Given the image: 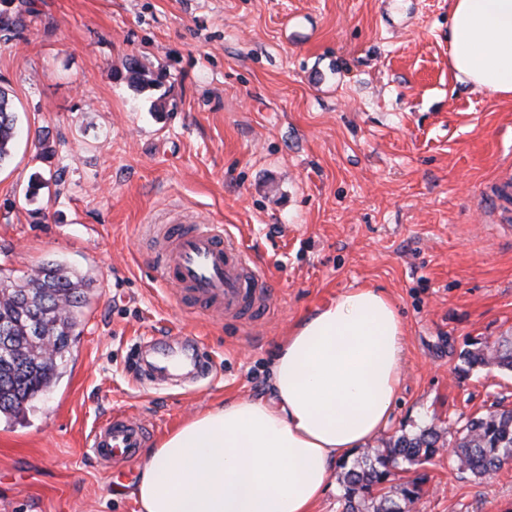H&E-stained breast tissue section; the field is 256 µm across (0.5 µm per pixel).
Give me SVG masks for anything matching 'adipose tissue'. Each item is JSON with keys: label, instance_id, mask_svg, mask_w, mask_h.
<instances>
[{"label": "adipose tissue", "instance_id": "adipose-tissue-1", "mask_svg": "<svg viewBox=\"0 0 512 512\" xmlns=\"http://www.w3.org/2000/svg\"><path fill=\"white\" fill-rule=\"evenodd\" d=\"M449 62L473 89L512 97V0H451ZM404 324L376 288H350L291 329L268 395L197 415L147 452L140 512H314L336 462L387 430Z\"/></svg>", "mask_w": 512, "mask_h": 512}]
</instances>
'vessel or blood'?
Segmentation results:
<instances>
[{
    "mask_svg": "<svg viewBox=\"0 0 512 512\" xmlns=\"http://www.w3.org/2000/svg\"><path fill=\"white\" fill-rule=\"evenodd\" d=\"M484 193L494 226L512 221V178L486 186ZM152 247L168 283L212 318L248 317L259 323L269 312L271 295L260 285L259 268L223 226L177 211L169 225L155 229ZM153 433L149 421L116 412L94 427L89 448L101 464L129 463Z\"/></svg>",
    "mask_w": 512,
    "mask_h": 512,
    "instance_id": "vessel-or-blood-1",
    "label": "vessel or blood"
}]
</instances>
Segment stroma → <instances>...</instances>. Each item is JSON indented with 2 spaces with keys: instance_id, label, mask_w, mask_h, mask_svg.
<instances>
[{
  "instance_id": "stroma-1",
  "label": "stroma",
  "mask_w": 512,
  "mask_h": 512,
  "mask_svg": "<svg viewBox=\"0 0 512 512\" xmlns=\"http://www.w3.org/2000/svg\"><path fill=\"white\" fill-rule=\"evenodd\" d=\"M0 88L23 130L0 165V271L58 264L86 303L68 365L0 422V512H139L86 452L101 420L155 440L266 393L294 323L378 288L404 325L402 385L372 445L512 408V371L465 352L512 336V241L482 190L512 173V99L459 83L449 0H13ZM161 72L141 92L127 59ZM45 137L50 158L40 156ZM43 186L29 194L33 177ZM190 211L262 270L266 321L196 313L155 269L152 228ZM411 512H512V461L487 478L437 453Z\"/></svg>"
}]
</instances>
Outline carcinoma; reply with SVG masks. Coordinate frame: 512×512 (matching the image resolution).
<instances>
[{
    "instance_id": "1",
    "label": "carcinoma",
    "mask_w": 512,
    "mask_h": 512,
    "mask_svg": "<svg viewBox=\"0 0 512 512\" xmlns=\"http://www.w3.org/2000/svg\"><path fill=\"white\" fill-rule=\"evenodd\" d=\"M127 84L143 90L159 84L156 74L136 59L124 64ZM16 115L0 91V163L12 153ZM85 282L60 266L46 265L21 278L0 276V419L17 422L31 402L45 394L62 375L75 336L77 316L85 304ZM52 340V350L43 348ZM472 365H495L512 371V336H503L488 353H466ZM440 433L424 427L402 434L382 450L365 455L343 473V512H410L419 498L417 482H405L387 492L381 485L397 471H408L432 460L441 445ZM512 459V408L469 419L460 436L448 444V460L458 469L482 478Z\"/></svg>"
}]
</instances>
